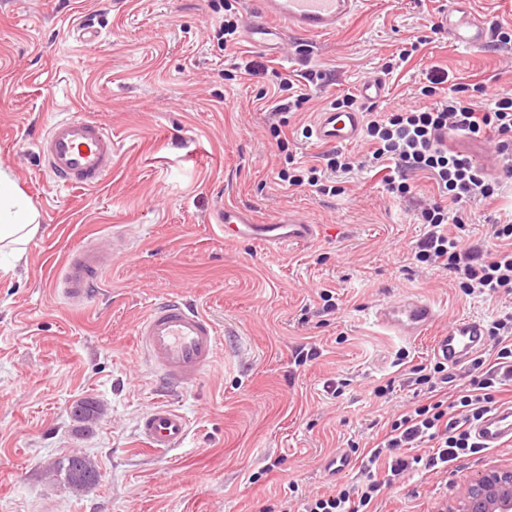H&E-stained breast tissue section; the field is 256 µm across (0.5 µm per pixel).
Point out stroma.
<instances>
[{"instance_id":"stroma-1","label":"stroma","mask_w":512,"mask_h":512,"mask_svg":"<svg viewBox=\"0 0 512 512\" xmlns=\"http://www.w3.org/2000/svg\"><path fill=\"white\" fill-rule=\"evenodd\" d=\"M443 0H368L335 32L273 50L238 40L220 50L214 27L245 19L252 0H0V168L40 213L21 259L0 260V512H264L291 498L355 483L365 449L414 400L376 386L433 364V336L462 317L489 319L501 301L461 292L446 271L413 257L424 228L413 207L380 177H338L336 196L283 185L286 154L310 162L323 145L304 138L319 112L378 76L377 109L419 102L431 66L450 80L512 83V46L475 52L448 38ZM95 25L88 41L78 22ZM417 51L384 74L392 54ZM300 79L309 100L290 113L279 150L271 130L278 100L269 69ZM100 121L117 143L112 173L99 187H58L37 140L59 113ZM245 208L260 223L294 211L321 225L292 250L225 238L219 206ZM512 210V182L471 207V242L492 248L489 221ZM125 224L137 247L118 259L84 309L67 308L51 278L71 249L108 242ZM337 311L320 319L318 294ZM181 295L223 333L215 362L196 384L169 383L147 365L136 328L151 305ZM406 297L432 301L429 335L408 341L377 325L376 306ZM316 358L296 364L300 349ZM344 382L341 396L332 385ZM95 401L101 415L78 422L72 410ZM164 403L190 431L181 450L136 447L140 416ZM352 458L330 476L329 459ZM99 479L78 490L58 472L74 453ZM512 464V446L458 461L442 473L407 477L385 489L376 512H440L466 477Z\"/></svg>"}]
</instances>
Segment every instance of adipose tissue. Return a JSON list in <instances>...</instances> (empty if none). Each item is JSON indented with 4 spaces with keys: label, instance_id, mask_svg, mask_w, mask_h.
Here are the masks:
<instances>
[{
    "label": "adipose tissue",
    "instance_id": "ef3b65f1",
    "mask_svg": "<svg viewBox=\"0 0 512 512\" xmlns=\"http://www.w3.org/2000/svg\"><path fill=\"white\" fill-rule=\"evenodd\" d=\"M40 214L15 180L0 169V254L22 255L39 230Z\"/></svg>",
    "mask_w": 512,
    "mask_h": 512
}]
</instances>
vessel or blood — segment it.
I'll use <instances>...</instances> for the list:
<instances>
[{
    "label": "vessel or blood",
    "instance_id": "b4317fda",
    "mask_svg": "<svg viewBox=\"0 0 512 512\" xmlns=\"http://www.w3.org/2000/svg\"><path fill=\"white\" fill-rule=\"evenodd\" d=\"M366 0H256L244 36L258 48L277 46L286 31L318 36L335 31L352 18ZM442 19L448 37L471 50L484 49L491 37L484 18L471 7V0H447ZM363 127L361 112H320L314 126L318 143L348 145L357 141ZM45 167L57 183L67 187L100 186L112 172V134L102 124L71 115L55 118L38 141ZM215 221L225 237L249 238L273 248L304 245L315 240L319 225L291 213L269 224L257 223L238 206L218 208ZM130 241L119 230L112 233L111 246L88 241L64 260L53 288L73 309L83 307L102 275L117 258L128 252ZM435 305L419 298H405L376 308L377 324L393 335L413 340L424 335L436 321ZM138 341L154 368L169 381L187 386L198 381L209 367L221 343V332L213 319L185 299L154 303L136 331ZM485 326L471 317L459 319L448 333L435 337L433 355L452 367H460L478 353L485 342ZM186 416L168 405L153 406L138 423L142 447L162 452L180 449L188 434ZM482 447L502 448L512 444V403L487 413L473 428Z\"/></svg>",
    "mask_w": 512,
    "mask_h": 512
}]
</instances>
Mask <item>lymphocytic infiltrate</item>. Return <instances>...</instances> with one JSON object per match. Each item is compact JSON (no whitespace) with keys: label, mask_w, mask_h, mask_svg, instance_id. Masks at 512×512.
<instances>
[{"label":"lymphocytic infiltrate","mask_w":512,"mask_h":512,"mask_svg":"<svg viewBox=\"0 0 512 512\" xmlns=\"http://www.w3.org/2000/svg\"><path fill=\"white\" fill-rule=\"evenodd\" d=\"M420 93L428 104L384 114L375 106H360L351 93L335 99L336 110H365L367 153L355 157L334 149L323 153L321 164L294 165L279 171L278 178L291 187L333 195L337 174L376 171L389 193L408 198L413 177L427 174L437 196L422 201L415 212L417 223L426 229L414 252L416 261L448 271L465 295L488 300L512 296V213L491 224L494 250L474 246L465 235L468 207L497 195L500 180L492 179L470 155L448 146L452 137L493 143L503 178L511 179L512 90L491 93L483 84L474 89L452 84L447 74L432 68ZM486 334L493 340L494 354L472 358L469 385L456 395L448 393L451 378L443 363L429 370L413 367L406 384L424 395V403L396 415L362 459L355 486L304 500L300 512H370L382 491L404 474L444 470L481 453L471 427L488 413L496 393L512 384V310H498Z\"/></svg>","instance_id":"lymphocytic-infiltrate-1"}]
</instances>
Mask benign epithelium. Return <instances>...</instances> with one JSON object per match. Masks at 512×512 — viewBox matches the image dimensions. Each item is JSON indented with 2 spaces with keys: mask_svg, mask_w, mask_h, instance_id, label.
I'll return each mask as SVG.
<instances>
[{
  "mask_svg": "<svg viewBox=\"0 0 512 512\" xmlns=\"http://www.w3.org/2000/svg\"><path fill=\"white\" fill-rule=\"evenodd\" d=\"M448 512H512V466L467 479L462 498Z\"/></svg>",
  "mask_w": 512,
  "mask_h": 512,
  "instance_id": "benign-epithelium-1",
  "label": "benign epithelium"
}]
</instances>
